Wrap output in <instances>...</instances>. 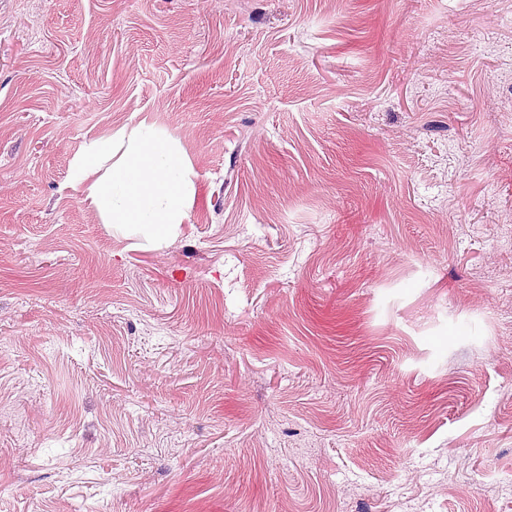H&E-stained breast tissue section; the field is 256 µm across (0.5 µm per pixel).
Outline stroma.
<instances>
[{"label": "stroma", "instance_id": "obj_1", "mask_svg": "<svg viewBox=\"0 0 512 512\" xmlns=\"http://www.w3.org/2000/svg\"><path fill=\"white\" fill-rule=\"evenodd\" d=\"M510 227L512 0H0V512H512ZM120 143L124 151L113 165L105 167L112 152L103 159L93 153L79 162L81 181L87 182L84 200L107 224L136 226L163 242L187 217L188 162L168 139L144 124L122 134Z\"/></svg>", "mask_w": 512, "mask_h": 512}]
</instances>
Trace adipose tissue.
Here are the masks:
<instances>
[{"label":"adipose tissue","mask_w":512,"mask_h":512,"mask_svg":"<svg viewBox=\"0 0 512 512\" xmlns=\"http://www.w3.org/2000/svg\"><path fill=\"white\" fill-rule=\"evenodd\" d=\"M118 162L88 155L78 164L85 200L106 223L134 226L165 241L184 223L189 209V166L173 144L153 127L139 125L121 135Z\"/></svg>","instance_id":"1"}]
</instances>
